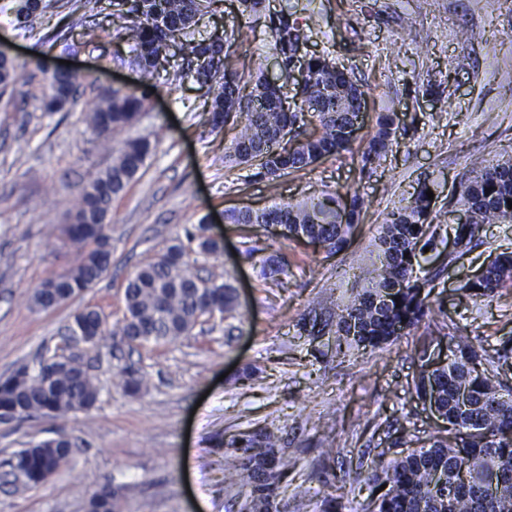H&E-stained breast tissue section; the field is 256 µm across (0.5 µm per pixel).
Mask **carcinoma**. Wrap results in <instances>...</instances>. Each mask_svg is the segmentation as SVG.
<instances>
[{
    "label": "carcinoma",
    "instance_id": "obj_1",
    "mask_svg": "<svg viewBox=\"0 0 512 512\" xmlns=\"http://www.w3.org/2000/svg\"><path fill=\"white\" fill-rule=\"evenodd\" d=\"M221 0H108L107 17L122 31L132 62L149 84L165 71L171 85L188 77L206 90L213 128L232 123L240 126L224 163L246 165L272 180L303 170L350 149L349 128L356 113L352 102L365 94L361 85L327 55L298 54L302 29L285 10L272 28L274 48L284 66L298 63L305 72L297 92L300 105H284L279 88L272 86L264 69L246 76L233 67L230 45L224 34L196 37L199 21L216 11ZM48 7L45 0H20L16 20L26 30L33 15ZM46 74L44 107L58 112L75 104V74H54L43 61L36 62ZM18 74L13 62L0 59V86L14 84ZM251 84L248 96L241 84ZM146 94L103 92L89 122L104 149L112 150V137L132 124L145 108ZM315 117L320 131L288 145L305 115ZM395 113L379 114L376 131L360 155L362 168L372 166L387 151L395 133ZM152 152L151 143L131 139L120 155L80 190L70 225L62 237L83 246L89 241L109 240L112 198L121 193L143 167ZM490 193H485V190ZM428 187L420 188L392 211L379 236L376 276L371 286L351 297L336 312V347L376 349L397 339L421 323L429 312L430 279L414 275V265L432 245V200ZM470 212V223L452 228L467 249L484 224L512 222V160L482 167L460 193ZM366 206L357 190L345 195L324 194L303 202H275L261 210L233 211L234 224H265L291 240L304 238L331 252L349 242ZM201 252L217 255L222 247L204 236L187 233ZM110 266L95 250L81 253L78 263L58 276V298L52 302L41 292L31 295L41 310L57 308L76 298L108 274ZM512 282V253L496 255L486 275L465 283L462 290L489 297ZM236 302L234 289L194 270L181 240L169 246L157 260L138 268L124 288L123 317L109 325L97 309L75 312L66 326L82 330L94 345L110 338L112 348L122 350L146 344H169L192 334L203 319L224 313ZM447 362L426 369L415 382L417 396L435 397L448 422V439L422 445L380 466L374 480L386 490L367 512H512V382L496 360L507 361L512 349L502 348L493 358L479 352L466 336H455ZM122 385L140 394L145 378L134 364L120 370ZM100 388L82 359L70 355L39 362L38 368H18L0 381V423L22 422L37 417L65 419L90 411ZM279 429L268 426L233 439L229 447L239 456L224 465V483H251L245 512H280L276 502L287 464L276 457ZM78 440L66 432L23 448L0 462L4 476L19 478L24 485L38 486L72 460ZM87 512H123L120 487L103 484L88 499Z\"/></svg>",
    "mask_w": 512,
    "mask_h": 512
}]
</instances>
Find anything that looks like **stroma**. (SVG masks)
Wrapping results in <instances>:
<instances>
[{
	"label": "stroma",
	"mask_w": 512,
	"mask_h": 512,
	"mask_svg": "<svg viewBox=\"0 0 512 512\" xmlns=\"http://www.w3.org/2000/svg\"><path fill=\"white\" fill-rule=\"evenodd\" d=\"M50 2L25 31L15 20L19 0H0V50L18 71L0 93V378L40 356L74 350L65 327L79 308L97 307L111 323L121 319L128 278L204 224L224 247L216 257L196 254L195 265L229 282L238 304L191 336L139 347L128 358L113 354L108 340L88 349L101 388L91 411L0 425V458L61 429L82 442L45 483H0V512H86L87 499L107 481L121 487L128 512H241L251 487L225 485L232 450L218 443L263 425L280 429L279 454L289 464L278 496L282 512H322L328 497L337 512H362L374 491V461L395 459L410 435L445 433L446 422L417 397L414 379L446 362L440 338L449 325L464 327L491 355L512 342V285L484 298L461 290L492 257L512 252V222L484 225L479 245L462 254L453 250L450 231L475 158H512V5L264 0L260 14L248 16L238 0H224L205 25L235 36L238 69L275 64L269 32L286 8L303 30V52L334 59L368 99L350 151L270 181L254 168L225 166L233 132L212 130L203 93L190 81L173 91L154 80L133 127L113 139L111 151L102 150L89 109L108 87L142 92L141 73L129 58L115 57L116 33L107 22L84 36L85 0ZM39 60L52 68L70 62L80 77L73 107L42 110ZM387 109L397 114L396 133L373 169L360 171L358 155ZM128 136L149 138L155 148L112 201L109 273L57 309H35V288L78 262L76 250L56 239L74 198L112 164ZM424 183L438 215L434 244L420 260L435 277L428 315L384 348L337 350L338 305L368 287L382 225ZM353 187L368 205L337 253L223 220L230 210ZM269 256L288 264L277 286L264 276ZM129 360L146 380L137 396L123 390L119 375Z\"/></svg>",
	"instance_id": "obj_1"
}]
</instances>
